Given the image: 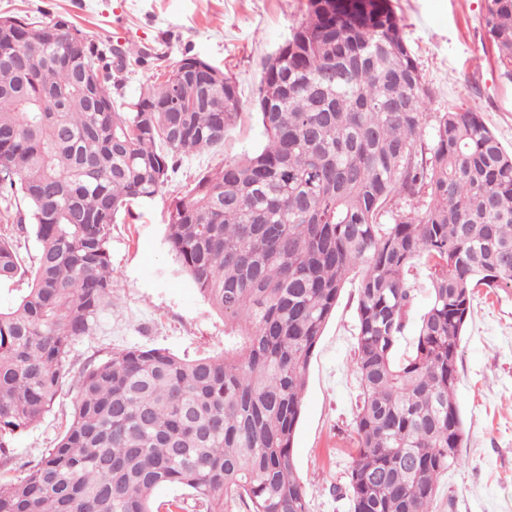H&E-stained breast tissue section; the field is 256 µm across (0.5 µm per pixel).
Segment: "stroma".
Returning <instances> with one entry per match:
<instances>
[{
    "mask_svg": "<svg viewBox=\"0 0 512 512\" xmlns=\"http://www.w3.org/2000/svg\"><path fill=\"white\" fill-rule=\"evenodd\" d=\"M403 36L430 94V116L476 109L512 149V79L495 63L482 25L484 0H393ZM307 0H0V14L62 15L98 44L142 53L115 75L113 98L139 96L182 56L219 67L243 107L222 146L186 155L163 190L112 227V300L92 335L77 340L75 365L129 346L201 357L224 349V318L204 299L169 248L176 198L205 172L264 142L255 100L267 58L305 17ZM359 276L351 274L311 358L293 463L310 512H347V484L360 403L352 367ZM458 400L466 431L459 463L440 477L432 512H512V290L477 289L460 342ZM76 391L64 384L53 407L20 434L1 480L22 477L72 421Z\"/></svg>",
    "mask_w": 512,
    "mask_h": 512,
    "instance_id": "obj_1",
    "label": "stroma"
}]
</instances>
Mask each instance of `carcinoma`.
I'll use <instances>...</instances> for the list:
<instances>
[{"mask_svg": "<svg viewBox=\"0 0 512 512\" xmlns=\"http://www.w3.org/2000/svg\"><path fill=\"white\" fill-rule=\"evenodd\" d=\"M482 23L512 79V0ZM69 19L0 24V465L66 380L73 421L0 512H153L180 485L206 512H309L293 464L307 369L349 274L359 270L356 453L349 512H431L466 440L460 340L474 289H512V150L480 113L443 112L422 145L429 92L392 0H308L266 62L267 143L202 174L169 212L167 241L224 316V353L128 347L76 370L72 344L112 308V224L153 198L184 155L224 143L237 84L194 96L184 57L120 104L112 58ZM420 210L393 211L397 196ZM38 243L31 267L21 239ZM430 302L402 361L416 263Z\"/></svg>", "mask_w": 512, "mask_h": 512, "instance_id": "cac0c4a2", "label": "carcinoma"}]
</instances>
